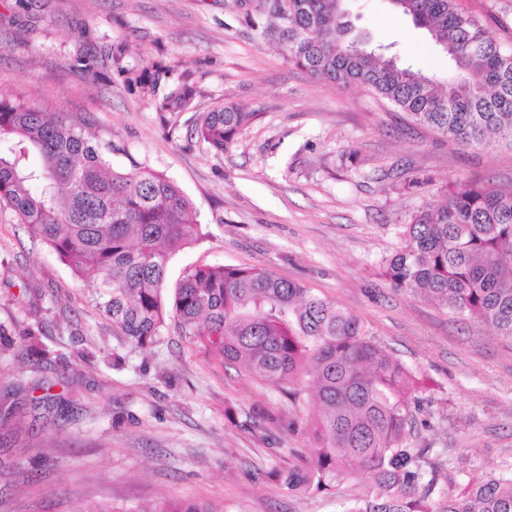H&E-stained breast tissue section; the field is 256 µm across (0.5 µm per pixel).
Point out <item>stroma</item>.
<instances>
[{"instance_id": "stroma-1", "label": "stroma", "mask_w": 512, "mask_h": 512, "mask_svg": "<svg viewBox=\"0 0 512 512\" xmlns=\"http://www.w3.org/2000/svg\"><path fill=\"white\" fill-rule=\"evenodd\" d=\"M512 48V0H457ZM349 21L395 44L424 73L448 58L387 0H349ZM249 0H0V97L83 117L112 141L114 168L141 164L190 198L204 236L176 253L170 280L201 264L264 265L357 315L417 375L427 425L419 444L466 449L472 474L512 461V339L465 324L393 288L382 261L396 227L437 206L447 185H512V151L467 148L412 125L371 91L344 89L258 40ZM121 46L120 63L106 56ZM95 56L93 69L79 60ZM168 68L160 93L186 82L191 109L160 111L118 67ZM253 112L221 153L192 127L225 104ZM77 279L25 225L0 211V512H88L191 500L218 512H335L333 494L288 491L275 471L310 451L318 408L176 335L123 344ZM39 332L31 347L29 329ZM54 384L62 408L36 407L31 386ZM297 420L289 429V420Z\"/></svg>"}]
</instances>
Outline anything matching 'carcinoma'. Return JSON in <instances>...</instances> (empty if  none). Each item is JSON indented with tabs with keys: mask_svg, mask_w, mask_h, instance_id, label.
Instances as JSON below:
<instances>
[{
	"mask_svg": "<svg viewBox=\"0 0 512 512\" xmlns=\"http://www.w3.org/2000/svg\"><path fill=\"white\" fill-rule=\"evenodd\" d=\"M425 31L453 68L428 75L387 48L353 33L347 0H288L287 11L254 6L263 40L281 44L290 62L342 88L363 87L414 123L450 141L489 148V134L512 149V51L456 0H389ZM128 86L152 96L159 63ZM195 97L182 83L159 100L181 112ZM254 113L230 104L202 113L198 139L224 152ZM39 154L37 167L28 164ZM112 144L93 142L67 113L49 117L24 99L0 98V209L81 280L96 284V308L116 335L136 347L179 335L225 364L288 385L319 413L315 443L275 477L291 491L324 493L345 476H364L340 512H512V464L476 479L445 449L412 442L421 413L416 375L371 337L358 316L263 266L188 268L170 304L162 293L176 252L198 240L193 204L172 179L144 167L120 172ZM404 246L383 261V276L410 296L512 338V188L466 181L444 202L400 225ZM148 512H217L202 502L164 501Z\"/></svg>",
	"mask_w": 512,
	"mask_h": 512,
	"instance_id": "1",
	"label": "carcinoma"
}]
</instances>
